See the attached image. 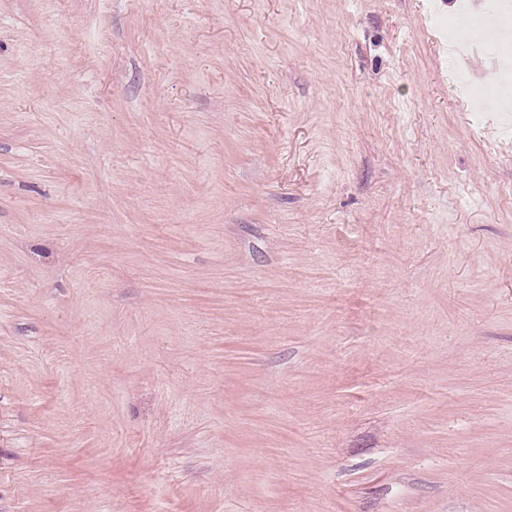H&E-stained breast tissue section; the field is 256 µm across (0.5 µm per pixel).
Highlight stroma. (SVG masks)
<instances>
[{
    "label": "stroma",
    "instance_id": "obj_1",
    "mask_svg": "<svg viewBox=\"0 0 512 512\" xmlns=\"http://www.w3.org/2000/svg\"><path fill=\"white\" fill-rule=\"evenodd\" d=\"M458 0H0V512H512V125Z\"/></svg>",
    "mask_w": 512,
    "mask_h": 512
}]
</instances>
